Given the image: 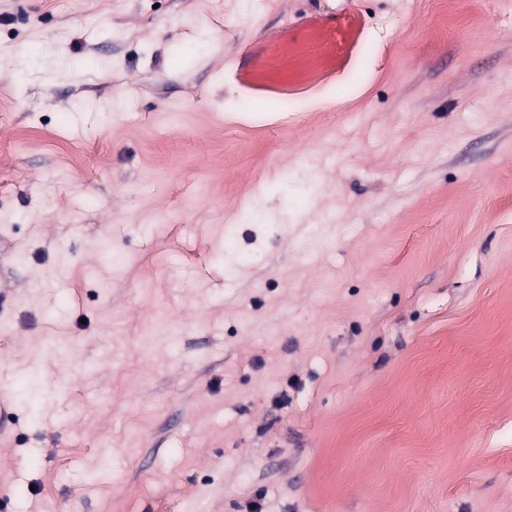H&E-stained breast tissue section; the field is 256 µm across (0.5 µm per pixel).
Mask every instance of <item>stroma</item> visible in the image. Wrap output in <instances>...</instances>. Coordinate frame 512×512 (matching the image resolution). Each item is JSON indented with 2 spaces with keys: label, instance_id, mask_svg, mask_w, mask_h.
<instances>
[{
  "label": "stroma",
  "instance_id": "stroma-1",
  "mask_svg": "<svg viewBox=\"0 0 512 512\" xmlns=\"http://www.w3.org/2000/svg\"><path fill=\"white\" fill-rule=\"evenodd\" d=\"M5 97L0 512H512V0H0Z\"/></svg>",
  "mask_w": 512,
  "mask_h": 512
}]
</instances>
